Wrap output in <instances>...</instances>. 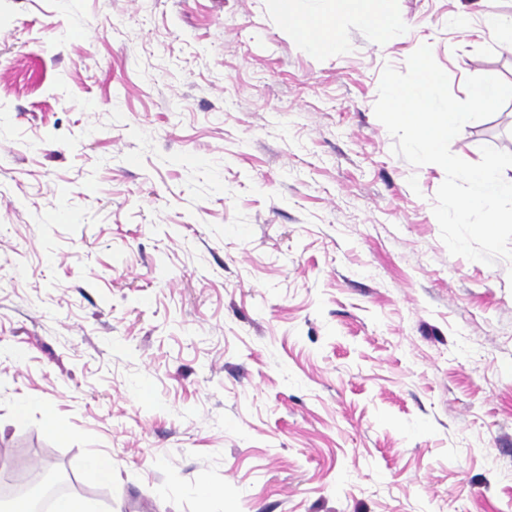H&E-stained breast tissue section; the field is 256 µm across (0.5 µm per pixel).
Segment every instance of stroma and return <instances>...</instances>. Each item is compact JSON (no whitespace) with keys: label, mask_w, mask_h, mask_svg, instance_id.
Returning <instances> with one entry per match:
<instances>
[{"label":"stroma","mask_w":512,"mask_h":512,"mask_svg":"<svg viewBox=\"0 0 512 512\" xmlns=\"http://www.w3.org/2000/svg\"><path fill=\"white\" fill-rule=\"evenodd\" d=\"M367 7L395 39L350 16L318 54L281 0H0V474L95 512H512V260L449 253L444 170L374 113L423 45L457 99L512 84V0ZM485 145L512 101L450 149ZM87 470L93 478L106 485L112 483V458L105 455H91L87 460ZM26 482L31 491L29 508L32 512H44L46 506L55 500L57 495L73 491L69 482L50 466L44 468L39 477H30Z\"/></svg>","instance_id":"1"}]
</instances>
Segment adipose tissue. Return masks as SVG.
I'll list each match as a JSON object with an SVG mask.
<instances>
[{
    "mask_svg": "<svg viewBox=\"0 0 512 512\" xmlns=\"http://www.w3.org/2000/svg\"><path fill=\"white\" fill-rule=\"evenodd\" d=\"M365 3L366 0H321L318 11L302 12L295 10L293 0H285L283 21L286 28L299 33L317 53L335 51L336 22L348 15L363 17L367 27L377 32L380 38L395 36L397 27L390 15L366 12Z\"/></svg>",
    "mask_w": 512,
    "mask_h": 512,
    "instance_id": "1",
    "label": "adipose tissue"
}]
</instances>
